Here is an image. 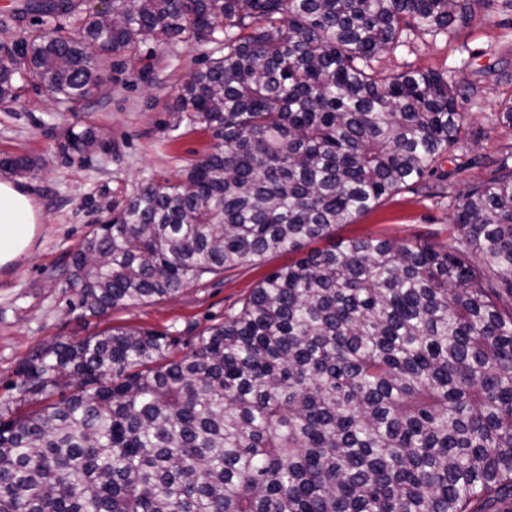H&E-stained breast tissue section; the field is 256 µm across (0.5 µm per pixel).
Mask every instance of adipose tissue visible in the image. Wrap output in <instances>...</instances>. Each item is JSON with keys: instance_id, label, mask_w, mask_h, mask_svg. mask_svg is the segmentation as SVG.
Here are the masks:
<instances>
[{"instance_id": "obj_1", "label": "adipose tissue", "mask_w": 512, "mask_h": 512, "mask_svg": "<svg viewBox=\"0 0 512 512\" xmlns=\"http://www.w3.org/2000/svg\"><path fill=\"white\" fill-rule=\"evenodd\" d=\"M36 214L20 187L0 181V266L19 259L28 249Z\"/></svg>"}]
</instances>
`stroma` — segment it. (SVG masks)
<instances>
[{
  "label": "stroma",
  "mask_w": 512,
  "mask_h": 512,
  "mask_svg": "<svg viewBox=\"0 0 512 512\" xmlns=\"http://www.w3.org/2000/svg\"><path fill=\"white\" fill-rule=\"evenodd\" d=\"M20 0H0V48L22 45L37 18L17 17ZM211 49L178 43L140 45L107 65L108 80L78 112L53 101L43 89L23 85L17 100L0 103V154L36 159V175L9 176L32 197L37 224L28 252L0 267V407L14 405L20 365L35 351L65 339H80L110 327H136L195 336L222 322L228 309L239 308L258 282L291 254H273L220 275L204 277L181 295L155 303L116 308L101 316L82 317L71 310L68 284L71 257L84 236L103 224L106 203L118 201L144 179H182L184 170L212 145L207 132L179 123L178 89L204 68ZM392 70L446 71L453 80L471 81L492 67L512 73V9L503 7L488 20L452 36L410 35L404 46L384 55ZM477 102L470 104L476 142L459 145L462 161L480 152L499 155L512 135L490 128L501 101L512 96V82L486 77ZM180 135L170 139L169 129ZM93 129L96 148L84 156L66 153L69 128ZM449 177L445 196L405 190L354 223L337 228V240L364 235L413 242H445L454 198L472 182L486 178L482 167L458 169L444 163Z\"/></svg>",
  "instance_id": "1"
}]
</instances>
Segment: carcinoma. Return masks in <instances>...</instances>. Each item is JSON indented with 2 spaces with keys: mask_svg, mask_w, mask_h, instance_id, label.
Returning a JSON list of instances; mask_svg holds the SVG:
<instances>
[{
  "mask_svg": "<svg viewBox=\"0 0 512 512\" xmlns=\"http://www.w3.org/2000/svg\"><path fill=\"white\" fill-rule=\"evenodd\" d=\"M496 0H28L0 102L37 82L75 107L114 54L213 43L179 111L211 148L146 179L72 258L73 308L176 297L269 254L240 309L182 337L111 327L42 348L0 409V512H512V152L454 201L445 243L352 224L471 139L481 92L379 57ZM101 53L92 58L87 45ZM492 124L512 133V100ZM96 144L71 129L64 148ZM27 157L0 170L30 174ZM325 243L322 248L316 247Z\"/></svg>",
  "mask_w": 512,
  "mask_h": 512,
  "instance_id": "obj_1",
  "label": "carcinoma"
}]
</instances>
